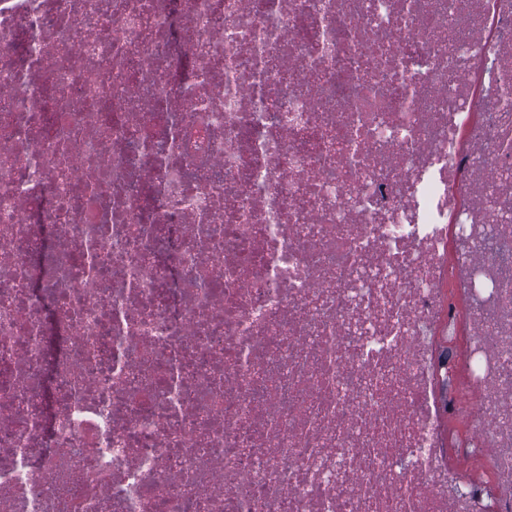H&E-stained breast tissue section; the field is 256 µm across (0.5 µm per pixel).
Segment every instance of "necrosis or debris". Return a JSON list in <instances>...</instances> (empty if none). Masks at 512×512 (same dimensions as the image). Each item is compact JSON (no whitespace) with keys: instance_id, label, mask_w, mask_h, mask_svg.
Returning <instances> with one entry per match:
<instances>
[{"instance_id":"obj_1","label":"necrosis or debris","mask_w":512,"mask_h":512,"mask_svg":"<svg viewBox=\"0 0 512 512\" xmlns=\"http://www.w3.org/2000/svg\"><path fill=\"white\" fill-rule=\"evenodd\" d=\"M0 512H512V0H0Z\"/></svg>"}]
</instances>
